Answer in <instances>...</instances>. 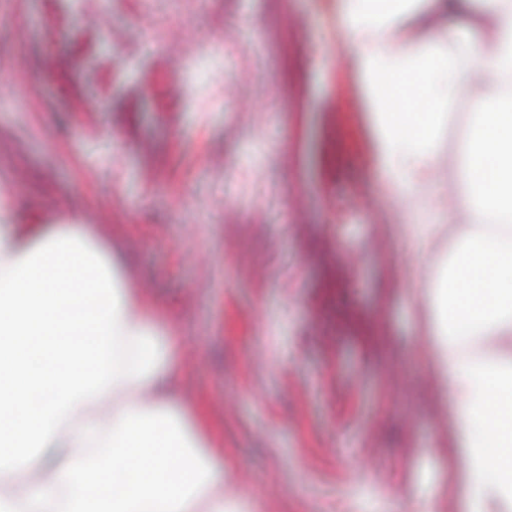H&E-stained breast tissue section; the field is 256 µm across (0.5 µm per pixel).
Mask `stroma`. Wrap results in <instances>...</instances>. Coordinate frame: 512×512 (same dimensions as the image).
<instances>
[{"label":"stroma","instance_id":"35a3bbf8","mask_svg":"<svg viewBox=\"0 0 512 512\" xmlns=\"http://www.w3.org/2000/svg\"><path fill=\"white\" fill-rule=\"evenodd\" d=\"M331 0H0V191L77 205L181 342L224 495L255 512H464L412 274L438 273L348 126ZM212 37L203 73L168 50ZM369 472L359 481L356 470Z\"/></svg>","mask_w":512,"mask_h":512}]
</instances>
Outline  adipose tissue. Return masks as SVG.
I'll return each mask as SVG.
<instances>
[{
  "mask_svg": "<svg viewBox=\"0 0 512 512\" xmlns=\"http://www.w3.org/2000/svg\"><path fill=\"white\" fill-rule=\"evenodd\" d=\"M471 2L335 0L331 37L366 83L372 163L397 208L441 163L461 90L473 97L457 205L407 212L403 235L442 269L412 286L430 305L465 512H512V0L457 24ZM123 267L80 220L16 224L0 208V512H243L198 450L176 339L147 321Z\"/></svg>",
  "mask_w": 512,
  "mask_h": 512,
  "instance_id": "adipose-tissue-1",
  "label": "adipose tissue"
}]
</instances>
